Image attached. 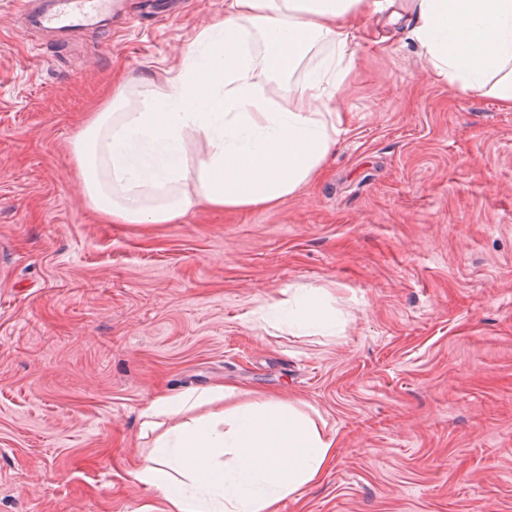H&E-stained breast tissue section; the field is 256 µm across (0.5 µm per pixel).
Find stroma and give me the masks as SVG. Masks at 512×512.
<instances>
[{
  "label": "stroma",
  "instance_id": "35a3bbf8",
  "mask_svg": "<svg viewBox=\"0 0 512 512\" xmlns=\"http://www.w3.org/2000/svg\"><path fill=\"white\" fill-rule=\"evenodd\" d=\"M223 11L29 39L0 0V512H163L133 477L141 413L224 383L336 439L280 512H512V111L430 79L415 9L361 20L342 131L296 195L175 224L89 203L72 144L113 75L178 67ZM312 288L335 335L252 315Z\"/></svg>",
  "mask_w": 512,
  "mask_h": 512
}]
</instances>
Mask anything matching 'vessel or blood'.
Instances as JSON below:
<instances>
[{
  "mask_svg": "<svg viewBox=\"0 0 512 512\" xmlns=\"http://www.w3.org/2000/svg\"><path fill=\"white\" fill-rule=\"evenodd\" d=\"M113 0H18L17 11L27 29L73 31L98 35L99 20L111 15Z\"/></svg>",
  "mask_w": 512,
  "mask_h": 512,
  "instance_id": "obj_1",
  "label": "vessel or blood"
}]
</instances>
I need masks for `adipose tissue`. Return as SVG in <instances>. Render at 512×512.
I'll return each mask as SVG.
<instances>
[{"label": "adipose tissue", "instance_id": "obj_1", "mask_svg": "<svg viewBox=\"0 0 512 512\" xmlns=\"http://www.w3.org/2000/svg\"><path fill=\"white\" fill-rule=\"evenodd\" d=\"M377 0H224L223 15L200 29L178 68L112 87L74 144L90 201L116 224H173L204 204L224 210L273 206L316 177L336 144L337 93L356 64L354 24ZM414 35L436 78L487 93L512 111V0H418ZM328 55L292 76L315 47ZM203 157L190 165L194 144ZM308 315L273 299L256 315L291 328L336 333L321 291ZM234 386L154 401L146 427L159 433L135 469L166 512H278L284 499L320 481L336 440L281 400L206 416L198 407L233 396Z\"/></svg>", "mask_w": 512, "mask_h": 512}]
</instances>
